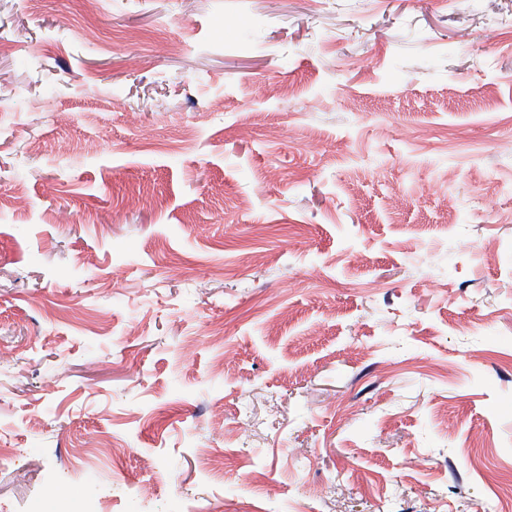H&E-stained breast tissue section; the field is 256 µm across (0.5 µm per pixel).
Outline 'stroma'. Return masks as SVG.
Listing matches in <instances>:
<instances>
[{"label":"stroma","mask_w":512,"mask_h":512,"mask_svg":"<svg viewBox=\"0 0 512 512\" xmlns=\"http://www.w3.org/2000/svg\"><path fill=\"white\" fill-rule=\"evenodd\" d=\"M508 14L0 0V512H494Z\"/></svg>","instance_id":"obj_1"}]
</instances>
